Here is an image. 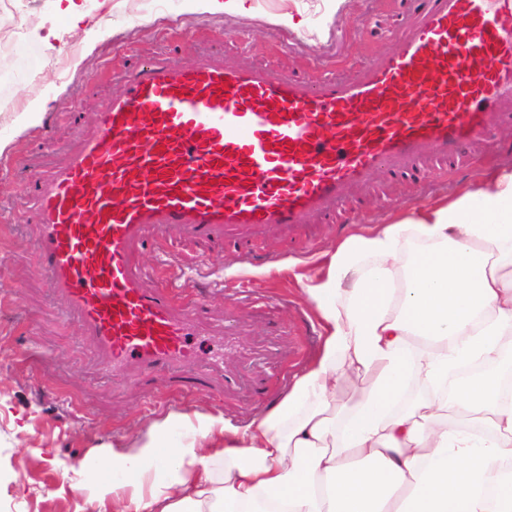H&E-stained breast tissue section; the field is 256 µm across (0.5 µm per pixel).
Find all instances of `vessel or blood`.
Returning <instances> with one entry per match:
<instances>
[{"mask_svg":"<svg viewBox=\"0 0 512 512\" xmlns=\"http://www.w3.org/2000/svg\"><path fill=\"white\" fill-rule=\"evenodd\" d=\"M398 47L349 79L312 84L201 58L140 63L78 150L37 170L28 202L50 292L110 377L148 384L224 371L214 326L173 267L144 285L157 234L215 243L294 231L331 215L377 171L457 168L454 147L512 119V0H414ZM217 333L199 359L196 337Z\"/></svg>","mask_w":512,"mask_h":512,"instance_id":"vessel-or-blood-1","label":"vessel or blood"}]
</instances>
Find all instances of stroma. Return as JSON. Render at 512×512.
Returning a JSON list of instances; mask_svg holds the SVG:
<instances>
[{
	"mask_svg": "<svg viewBox=\"0 0 512 512\" xmlns=\"http://www.w3.org/2000/svg\"><path fill=\"white\" fill-rule=\"evenodd\" d=\"M85 15L75 32L53 16L51 0H24L21 14H0V36L14 47V65L33 71L5 89L0 136L16 112L38 98L52 99L44 121L15 136L0 155V512H98L81 490L86 457L117 442H132L154 421L202 408L240 424L278 402L316 354L319 327L297 275L317 276L322 253L351 234L449 193L461 181L512 162V122L479 144L461 142L468 166L435 169L418 179L388 180L355 189L335 223L313 220L296 244L270 228L250 256L229 247L155 236L138 255L154 275L159 250L196 268L197 291L213 318L238 324L240 335L225 357L244 372L237 392L220 378L173 392L165 376L151 385L118 382L94 363L93 352L46 286L38 259L37 226L27 183L39 167L74 149L110 95L121 91L139 61L165 58L192 65L220 54L246 66H272L310 83L351 78L394 50L392 28L403 0H348L345 7L312 10L304 0H246L249 16L196 12L192 0L153 9L149 0H104L106 20L95 19L91 0H77ZM53 21L60 38L44 49L35 30Z\"/></svg>",
	"mask_w": 512,
	"mask_h": 512,
	"instance_id": "35a3bbf8",
	"label": "stroma"
}]
</instances>
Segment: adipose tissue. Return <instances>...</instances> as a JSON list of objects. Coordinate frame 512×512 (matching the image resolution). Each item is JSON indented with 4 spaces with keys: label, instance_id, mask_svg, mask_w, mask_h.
I'll list each match as a JSON object with an SVG mask.
<instances>
[{
    "label": "adipose tissue",
    "instance_id": "ef3b65f1",
    "mask_svg": "<svg viewBox=\"0 0 512 512\" xmlns=\"http://www.w3.org/2000/svg\"><path fill=\"white\" fill-rule=\"evenodd\" d=\"M302 290L321 345L285 396L242 426L175 414L91 456L99 512H512V169L350 235Z\"/></svg>",
    "mask_w": 512,
    "mask_h": 512
}]
</instances>
